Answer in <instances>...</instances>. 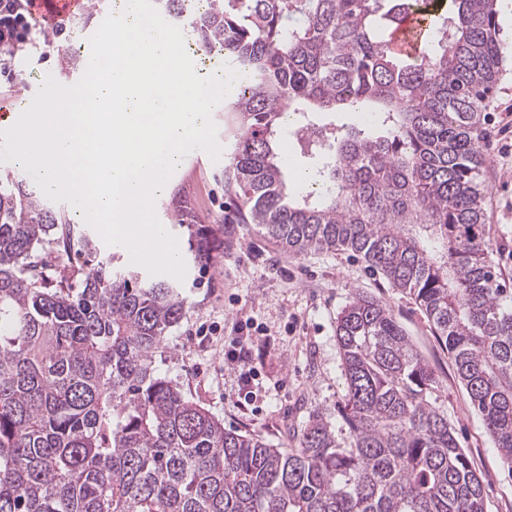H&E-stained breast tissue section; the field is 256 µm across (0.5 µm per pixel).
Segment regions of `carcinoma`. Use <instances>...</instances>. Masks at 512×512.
I'll return each instance as SVG.
<instances>
[{
	"instance_id": "cac0c4a2",
	"label": "carcinoma",
	"mask_w": 512,
	"mask_h": 512,
	"mask_svg": "<svg viewBox=\"0 0 512 512\" xmlns=\"http://www.w3.org/2000/svg\"><path fill=\"white\" fill-rule=\"evenodd\" d=\"M423 3L415 57L387 34ZM198 49L246 80L225 111L227 222L292 257L349 251L412 296L512 471V289L478 181L482 112L505 59L498 0H156ZM372 124H336V113ZM320 128V187L288 180L289 125ZM88 271L50 280L51 255ZM188 313L178 287L99 257L66 211L0 178V512H488L483 480L430 401L440 381L386 304L339 313L347 434L309 414L287 448L224 428L155 374Z\"/></svg>"
}]
</instances>
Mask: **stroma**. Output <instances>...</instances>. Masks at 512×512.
Here are the masks:
<instances>
[{
  "mask_svg": "<svg viewBox=\"0 0 512 512\" xmlns=\"http://www.w3.org/2000/svg\"><path fill=\"white\" fill-rule=\"evenodd\" d=\"M34 38L36 47L16 57L13 84L0 86V114L15 108L14 90L36 87L40 71L79 65L64 46L48 45L42 29H35ZM212 120L218 128L219 159L204 153L182 159L166 191L155 199L159 220L184 250L189 234L178 225L181 213L214 224L223 220L229 203L224 167L233 131L224 123L223 106H216ZM482 133L493 145L479 180L499 243L494 261L512 278V56L506 58L486 103ZM181 291L190 310L156 356L158 375L176 380L188 398L223 419L225 427L261 435L278 447L286 446L289 430L299 428L314 411L328 414L333 426L341 427L337 409L345 390L336 318L357 292L385 303L440 378L431 401L447 412L461 449L482 475L488 512H512V471L504 467L431 322L410 295L351 253L312 252L293 258L261 238L252 225L239 224L232 248L223 251L218 264H188ZM243 320L261 329L269 345L260 356L232 363L225 354Z\"/></svg>",
  "mask_w": 512,
  "mask_h": 512,
  "instance_id": "stroma-1",
  "label": "stroma"
}]
</instances>
